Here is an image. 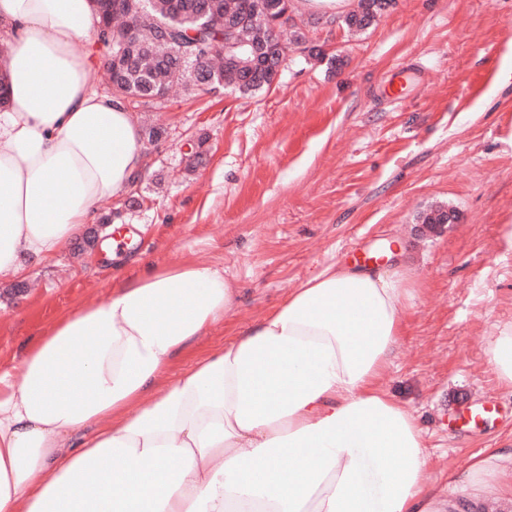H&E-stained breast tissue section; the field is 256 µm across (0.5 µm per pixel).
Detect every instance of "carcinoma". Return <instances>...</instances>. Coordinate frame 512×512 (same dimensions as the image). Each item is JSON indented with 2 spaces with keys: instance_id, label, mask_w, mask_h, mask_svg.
Segmentation results:
<instances>
[{
  "instance_id": "carcinoma-1",
  "label": "carcinoma",
  "mask_w": 512,
  "mask_h": 512,
  "mask_svg": "<svg viewBox=\"0 0 512 512\" xmlns=\"http://www.w3.org/2000/svg\"><path fill=\"white\" fill-rule=\"evenodd\" d=\"M102 15L101 40L109 47L105 65L112 93L139 107L161 105L167 91L216 87L252 93L272 86L271 66L283 67L291 49L275 50L250 64L253 46L273 39L290 0H95ZM385 0H360L347 16L362 28ZM138 29L133 48L118 55L123 33Z\"/></svg>"
}]
</instances>
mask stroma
Returning a JSON list of instances; mask_svg holds the SVG:
<instances>
[{
	"label": "stroma",
	"mask_w": 512,
	"mask_h": 512,
	"mask_svg": "<svg viewBox=\"0 0 512 512\" xmlns=\"http://www.w3.org/2000/svg\"><path fill=\"white\" fill-rule=\"evenodd\" d=\"M315 17L270 89H172L137 113L157 128L144 175L105 201L131 249L105 256L89 225L63 253L0 278V371L65 311L107 298L139 258L207 264L238 298L199 337L202 356L325 266L400 240L416 288L383 385L417 417L438 485L488 448L512 483V390L485 349L512 323V0H387L365 27ZM420 83L388 103L392 71ZM443 224L427 223L434 211ZM491 407L480 425L469 413Z\"/></svg>",
	"instance_id": "obj_1"
}]
</instances>
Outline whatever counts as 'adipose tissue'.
<instances>
[{
    "label": "adipose tissue",
    "mask_w": 512,
    "mask_h": 512,
    "mask_svg": "<svg viewBox=\"0 0 512 512\" xmlns=\"http://www.w3.org/2000/svg\"><path fill=\"white\" fill-rule=\"evenodd\" d=\"M0 278L66 249L144 170L141 128L92 86L94 0H0ZM401 246L335 263L175 380L236 292L223 270L141 263L61 314L0 374V512H483L426 477L413 414L381 380L415 298ZM88 439H81L84 430Z\"/></svg>",
    "instance_id": "adipose-tissue-1"
}]
</instances>
